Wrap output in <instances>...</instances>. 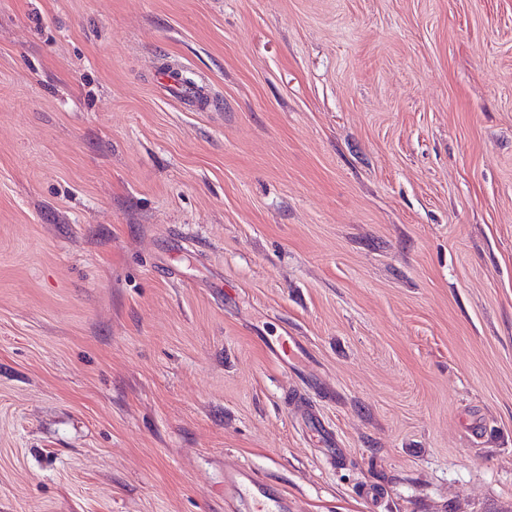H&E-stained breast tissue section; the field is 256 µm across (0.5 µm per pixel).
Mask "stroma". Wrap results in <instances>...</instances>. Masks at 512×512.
Listing matches in <instances>:
<instances>
[{"label":"stroma","instance_id":"obj_1","mask_svg":"<svg viewBox=\"0 0 512 512\" xmlns=\"http://www.w3.org/2000/svg\"><path fill=\"white\" fill-rule=\"evenodd\" d=\"M234 466L512 512V0H0V512ZM162 75L169 90L179 97L183 104L201 102L206 98L203 87L181 83L177 76V70L171 69L168 72H163Z\"/></svg>","mask_w":512,"mask_h":512}]
</instances>
